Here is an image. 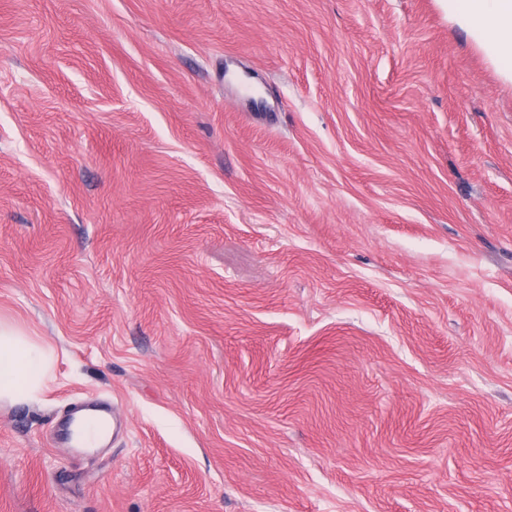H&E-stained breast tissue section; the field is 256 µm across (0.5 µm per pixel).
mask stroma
I'll return each instance as SVG.
<instances>
[{
  "label": "stroma",
  "mask_w": 512,
  "mask_h": 512,
  "mask_svg": "<svg viewBox=\"0 0 512 512\" xmlns=\"http://www.w3.org/2000/svg\"><path fill=\"white\" fill-rule=\"evenodd\" d=\"M499 68L440 0H0V512H512ZM52 361L47 346L0 322V400L14 401L37 392Z\"/></svg>",
  "instance_id": "35a3bbf8"
}]
</instances>
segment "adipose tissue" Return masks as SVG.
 <instances>
[{"label": "adipose tissue", "instance_id": "ef3b65f1", "mask_svg": "<svg viewBox=\"0 0 512 512\" xmlns=\"http://www.w3.org/2000/svg\"><path fill=\"white\" fill-rule=\"evenodd\" d=\"M450 18L496 59L506 60L512 79V0H442ZM53 361L50 349L17 327L0 322V400H17L37 392Z\"/></svg>", "mask_w": 512, "mask_h": 512}]
</instances>
